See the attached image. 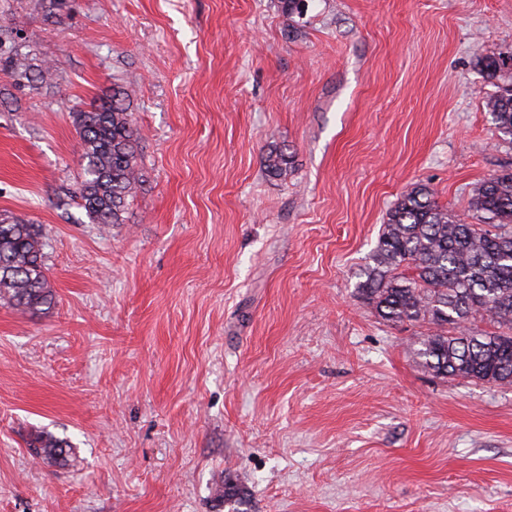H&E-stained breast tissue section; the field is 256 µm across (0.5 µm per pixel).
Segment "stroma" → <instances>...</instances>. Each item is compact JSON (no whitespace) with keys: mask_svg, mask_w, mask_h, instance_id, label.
<instances>
[{"mask_svg":"<svg viewBox=\"0 0 512 512\" xmlns=\"http://www.w3.org/2000/svg\"><path fill=\"white\" fill-rule=\"evenodd\" d=\"M0 51L57 66L0 72V214L55 294L0 301V512H512V387L433 376L356 291L404 191L464 215L512 168V0H0ZM116 83L143 183L102 226L71 108ZM4 70L15 84L21 85L26 82H39V84L51 86L54 81L56 65L51 62L42 61L40 65L32 64L26 57L15 54L5 61ZM486 108L502 139L512 143V85L505 86L490 98ZM290 157L280 148L272 147L262 158L265 170L273 177L285 179L290 169ZM29 446L35 448L37 455L50 460H58L65 453L62 441L48 434L37 435L31 440Z\"/></svg>","mask_w":512,"mask_h":512,"instance_id":"35a3bbf8","label":"stroma"}]
</instances>
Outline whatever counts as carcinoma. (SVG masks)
<instances>
[{
	"label": "carcinoma",
	"mask_w": 512,
	"mask_h": 512,
	"mask_svg": "<svg viewBox=\"0 0 512 512\" xmlns=\"http://www.w3.org/2000/svg\"><path fill=\"white\" fill-rule=\"evenodd\" d=\"M4 70L17 85L50 86L56 65L16 54ZM126 97L115 83L112 95L72 112L82 159L77 198L93 224L124 223L128 199L142 183ZM486 108L502 139L512 143V85ZM262 164L285 179L290 157L272 147ZM470 208L472 217L491 223L459 218L425 185L405 191L388 213L358 292L382 320L427 328L413 341L412 354L434 376L511 387L512 170L476 186ZM0 299L23 313L54 302L40 226L18 216L0 219ZM30 447L50 460L65 453L62 441L48 434L34 437Z\"/></svg>",
	"instance_id": "cac0c4a2"
}]
</instances>
